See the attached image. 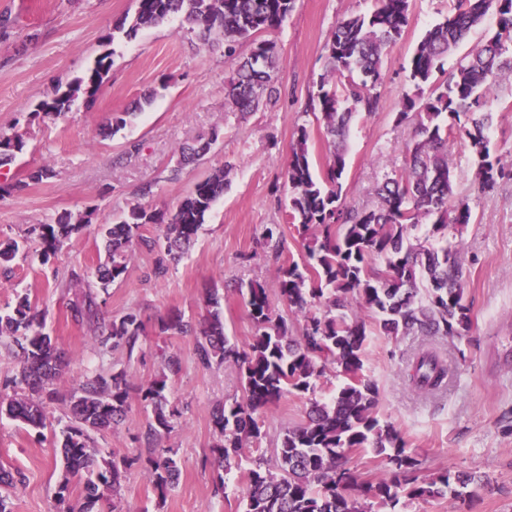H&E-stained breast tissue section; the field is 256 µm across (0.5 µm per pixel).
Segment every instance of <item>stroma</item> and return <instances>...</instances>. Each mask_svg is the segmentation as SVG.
Masks as SVG:
<instances>
[{
    "instance_id": "stroma-1",
    "label": "stroma",
    "mask_w": 512,
    "mask_h": 512,
    "mask_svg": "<svg viewBox=\"0 0 512 512\" xmlns=\"http://www.w3.org/2000/svg\"><path fill=\"white\" fill-rule=\"evenodd\" d=\"M457 0H410L408 24L388 48L377 112L357 114L347 139L343 201L355 208L377 204L375 188L400 170L412 140V122L396 123L404 95L412 93L409 62L424 32L454 12ZM375 0H296L283 24L269 33L284 61L280 93L273 105L240 114L224 98V83L234 63L224 55V40L199 39L180 17L143 30L129 40L115 26L132 17L134 0H0V139L22 135L24 146L0 164V238L20 242L9 282L0 287V310L16 295H28L44 311V331L70 356L59 389H76L85 375L122 368L132 386L158 375L168 356L177 373L168 380V399L182 416L167 438L181 460L178 483L158 503L139 466L128 469L117 497L98 502L99 512H240V472L252 459L269 454V442L245 448L238 468L225 480L223 494L213 489L211 423L213 404L239 393L237 371L197 364L195 338L160 335L157 323L169 313L202 320L205 294L224 282L258 280L275 288L280 262L264 244L267 226L280 225L289 254L303 261L304 251L285 221V164L299 128L309 133L315 166H323L327 146L319 123L307 108L309 95L325 69L324 45L336 22L365 14ZM112 68L92 108L75 104L58 116L36 115L40 101L82 77L104 51ZM152 94L127 126L103 136L113 114L130 111L142 94ZM219 139L198 163L179 167V149ZM454 192L471 208L462 230V258L469 272L465 294L472 305L467 340L443 336L392 338L370 336L363 375L379 388L381 420L401 431L408 451L421 462L422 474L465 469L487 474L491 484L475 491L471 512H512V181L485 194L475 179L468 146L448 143ZM53 177L27 190L4 193V186L41 165ZM229 167L224 194L213 204L190 250L170 262L165 277L153 275L156 256L135 252L123 281L101 288L94 271L104 250L98 228L118 219L134 204L173 211L193 184L214 169ZM91 214L92 221L49 265H41L36 245L25 238L33 224H51L63 213ZM78 273L81 282L63 288ZM104 300L112 318L136 310L145 326L133 354L101 353L91 324L74 323L69 306L80 293ZM433 348L448 359L446 390L421 394L407 381L417 351ZM46 426L35 429L0 416V465L20 472L13 489L12 512H52L62 474L55 446L69 423L67 404H47ZM147 412L130 398L118 429L96 435L102 453L147 455L140 437Z\"/></svg>"
}]
</instances>
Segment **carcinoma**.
I'll use <instances>...</instances> for the list:
<instances>
[{
  "mask_svg": "<svg viewBox=\"0 0 512 512\" xmlns=\"http://www.w3.org/2000/svg\"><path fill=\"white\" fill-rule=\"evenodd\" d=\"M135 15L125 35L179 16L189 30L205 36L219 30L227 56L243 43L250 45L224 84L225 99L238 112H252L279 94L277 76L283 60L276 44L262 35L282 25L295 0H136ZM409 0H376L368 14L347 15L336 22L324 46L325 70L309 96L310 111L320 114L328 158L320 176H314L308 152V133L298 131L286 165L288 204L286 223L294 226L305 261L288 257L279 227L264 231L266 244L283 258L275 294L288 316L275 312L270 291L251 281L242 293L254 326L250 340L238 345L224 334L219 289L206 293L208 314L200 327L174 313L160 321L158 332L196 336L197 362L204 368L234 366L241 379V394L214 405L211 413L215 441L211 456L216 467L215 487L224 489V474L245 448L268 437L260 413L288 395L308 397L310 408L300 423L285 428L272 440V455L251 462L242 475L243 512H395L400 498L409 501L452 495L461 502L474 495L470 487L489 482L485 474L444 470L420 477L421 462L406 452V442L377 412L378 387L361 375L365 346L377 333L393 338L445 336L461 340L471 327V304L465 295L467 269L460 260V244L448 240V231L461 232L470 223L466 200L456 197L448 153V138L467 142L476 162V179L484 192L499 181L512 179V167L502 162L486 135L494 115L488 103L512 62L501 59L503 40L512 34V0H458L455 12L432 26L410 61L415 93L405 95L396 122L417 117L409 159L399 172L377 187L378 204L355 209L341 202L345 172V145L350 124L359 112L377 110L378 88L384 80L387 48L408 24ZM497 16L498 30L481 48L460 61L456 73L435 84L442 60L462 42L487 14ZM112 67L111 54L98 58L91 71L40 102L36 114L57 115L71 110L78 94L85 103L95 95ZM219 139L213 130L199 146H183L182 157H201ZM43 165L18 180L11 190L52 177ZM227 170L216 169L197 180L176 209L149 211L135 204L113 224H104L105 259L95 275L104 285L124 279L132 254L145 248L159 254L154 275L163 277L165 259L182 257L195 239L206 214L224 193ZM90 221L61 215L54 224H36L29 234L40 245L44 264L51 262L70 237ZM157 224L160 234L140 232ZM429 224V236L412 231ZM20 252L14 239L0 240V277L9 278ZM370 313V320L345 309L350 300ZM100 304L89 292L70 307L76 322H95V342L103 352L132 354L145 335L140 315L130 310L110 322L98 321ZM43 314L34 310L28 295H19L7 311H0V340L17 347L18 370L10 380L12 394H0V412L32 427L45 425V406L59 397L58 382L69 365L67 354L43 331ZM344 378L328 402L313 398L327 370ZM448 362L437 351L418 353L409 382L419 393L444 389ZM168 375L158 374L136 389L137 398L151 408L144 440L148 456L144 476L159 501L166 500L180 475L174 449L161 446L176 427L180 412L168 407ZM130 399L126 371L86 377L70 393V424L62 432L61 454L65 475L56 493V512H93L103 492L119 494L123 473L134 463L127 457L104 456L95 448L94 435L114 429L125 417ZM372 448L385 456L392 472L373 485L358 484L347 467L346 452ZM84 480L81 503L69 501L71 479ZM17 478L0 466V512H12L9 490ZM371 498V502L364 498Z\"/></svg>",
  "mask_w": 512,
  "mask_h": 512,
  "instance_id": "1",
  "label": "carcinoma"
}]
</instances>
